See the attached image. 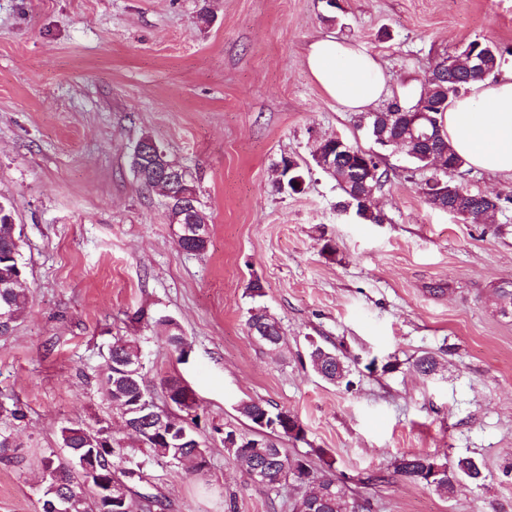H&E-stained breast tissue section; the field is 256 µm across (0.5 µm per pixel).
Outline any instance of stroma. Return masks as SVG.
<instances>
[{
	"label": "stroma",
	"mask_w": 512,
	"mask_h": 512,
	"mask_svg": "<svg viewBox=\"0 0 512 512\" xmlns=\"http://www.w3.org/2000/svg\"><path fill=\"white\" fill-rule=\"evenodd\" d=\"M339 4L0 0V202L22 231L30 295L0 337V403L25 413L0 419L15 441L0 461V512H40V460L59 451L62 427L122 435L105 397L119 338L141 345L157 405L170 375L199 405L204 473L144 467L139 490L166 512H298L302 488L253 483L215 432L249 431L237 411L248 400L297 415L304 439L278 446L332 470L370 512H512V315L495 293L512 281V204L488 224L433 209L428 170L396 149L380 152L379 224L339 208L320 168L301 192L277 183L282 158L311 165L317 140L375 149L367 115L343 111L308 74L310 43L359 44L403 97L473 40L506 48L501 65L512 66V0ZM145 135L190 173L205 251L179 247L162 195L135 177ZM257 307L277 319L279 346L251 334ZM141 310L179 324L185 361L137 321ZM314 341L344 353L350 387L313 371ZM426 353L441 364L429 377L413 368ZM419 453L475 457L485 481L447 499L395 475Z\"/></svg>",
	"instance_id": "35a3bbf8"
}]
</instances>
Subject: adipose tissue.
I'll use <instances>...</instances> for the list:
<instances>
[{
	"mask_svg": "<svg viewBox=\"0 0 512 512\" xmlns=\"http://www.w3.org/2000/svg\"><path fill=\"white\" fill-rule=\"evenodd\" d=\"M304 64L324 94L347 112H366L387 95L391 77L359 45L326 36L312 42ZM442 130L466 165L512 174V69L478 80L453 100Z\"/></svg>",
	"mask_w": 512,
	"mask_h": 512,
	"instance_id": "ef3b65f1",
	"label": "adipose tissue"
}]
</instances>
